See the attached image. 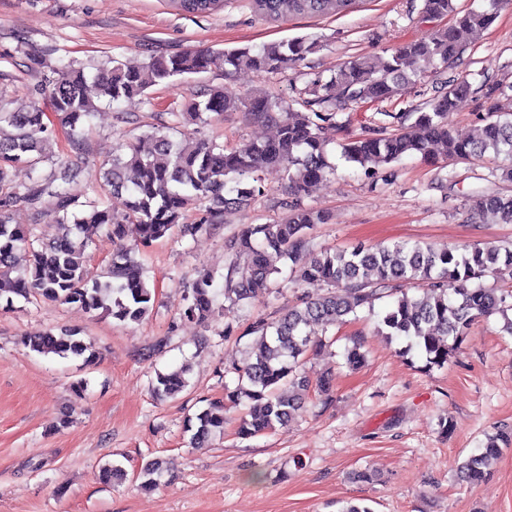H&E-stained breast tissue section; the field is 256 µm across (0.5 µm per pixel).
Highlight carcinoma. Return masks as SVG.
Listing matches in <instances>:
<instances>
[{
	"label": "carcinoma",
	"instance_id": "obj_1",
	"mask_svg": "<svg viewBox=\"0 0 512 512\" xmlns=\"http://www.w3.org/2000/svg\"><path fill=\"white\" fill-rule=\"evenodd\" d=\"M358 0H250L254 13L279 21L296 15L340 14ZM490 8L472 9L454 24L428 37L404 43L387 58L359 55L343 62L325 81L317 75L298 104L285 106L263 92L230 99L220 89L200 94L188 106L187 116L208 124L226 112H241L255 122L273 123L276 136L268 141L227 146L199 140L190 146L171 139L165 128L154 127L127 145L99 167L100 191L80 202L65 188L83 174L79 167L61 163L63 175L51 172L33 175L50 159L47 146L56 137V126L71 131L89 121L98 103L130 101L150 85L171 78L212 69L228 75L247 67L277 73L297 67L319 49L311 36L266 44L259 48L229 50L201 48L153 57L140 68L116 63L87 75L80 69L48 76L38 88L47 99L54 120L33 107L17 112L0 105V300L38 296L74 304L87 313L100 309L121 322H138L149 312L155 292L147 287L131 247L143 249L166 237L177 225L193 237L211 233L221 223L224 210L243 208L267 193L263 173L280 170L285 177L283 217L272 224H250L227 245L228 262L224 299L232 305L248 304L270 288L278 268L272 259H287L308 284L324 285L317 293L301 295L280 319L252 323L260 347L254 357L234 368L238 383L226 390L232 402L246 401L250 411L240 419L237 435L252 438L288 423L303 406L310 383L300 368L310 351L326 347L308 331L312 323L334 325L362 307L389 298L391 305L381 319V332L403 338L407 348L425 356V367H442L454 355L464 336L480 319L503 311L505 296L480 280L512 272V246L479 244L436 248L422 243L391 246H356L314 254L309 248V230L327 223V216L301 205L298 196L309 184L332 170L324 131L336 127V115L355 105L384 101L420 77L422 64L436 61L447 69L460 59L477 30L488 28L496 18L500 0ZM454 11L452 0H422L421 13L436 18ZM472 93V84L460 75L440 82L436 94L415 112H403L404 122L394 133L369 130L343 144L346 161L363 168L390 164L405 156L425 160L482 159L491 154L512 161V113L494 106L483 124L466 138L448 130V113L458 100ZM24 167L32 176L25 183L12 179ZM51 199L57 213V231L51 236L34 232L31 224L13 223L14 207L23 203L39 212ZM473 212L490 211L504 223H512V196L479 194L473 197ZM86 229L102 231L117 250L112 253L106 279L92 274L87 249L91 239L80 236ZM28 254L29 265L15 276L16 254ZM216 276L204 270L191 288V303L185 316L203 322L214 309ZM474 280L472 288L465 283ZM422 294L411 297L410 289ZM28 347L38 353L60 357L82 356L90 346L77 329L51 331L35 336ZM189 370L179 367L156 374V396L174 397L189 384ZM190 444L198 446L224 432V405L213 401L188 420ZM511 444L512 434L503 432L484 447L469 454L457 467L459 480L477 485L487 477L485 466L497 456L500 444ZM163 472L155 459L141 471L140 488L151 490Z\"/></svg>",
	"mask_w": 512,
	"mask_h": 512
}]
</instances>
